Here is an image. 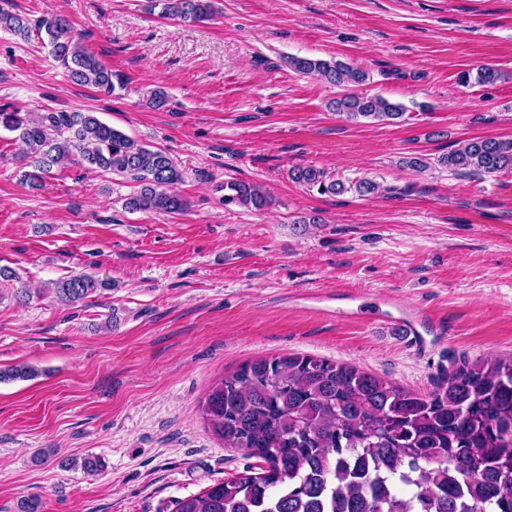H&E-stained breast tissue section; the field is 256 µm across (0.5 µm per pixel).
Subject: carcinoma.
Instances as JSON below:
<instances>
[{
  "instance_id": "obj_1",
  "label": "carcinoma",
  "mask_w": 512,
  "mask_h": 512,
  "mask_svg": "<svg viewBox=\"0 0 512 512\" xmlns=\"http://www.w3.org/2000/svg\"><path fill=\"white\" fill-rule=\"evenodd\" d=\"M163 17L202 22L213 0H150ZM0 28L50 47L70 81L108 95L122 77L73 35L70 19L48 12L32 22L0 6ZM288 67L341 90L330 108L350 120L394 121L406 110L358 92L368 74L341 61L290 56ZM0 127L26 146L23 181L41 185L56 168L78 163L136 184L131 210L178 214L183 172L91 112H5ZM452 171H512V139H470L438 159ZM290 179L332 195L346 191L314 166ZM258 185L224 182V205L262 211ZM112 284L90 275L58 279L56 302L73 307ZM25 366L0 370V382L31 378ZM202 412L226 448L262 460L257 474L218 482L174 500L173 512H512V357L465 360L428 394L405 390L355 365L285 354L257 359L217 381Z\"/></svg>"
}]
</instances>
